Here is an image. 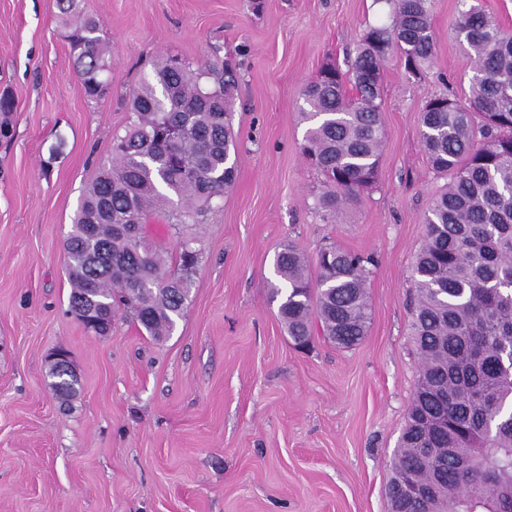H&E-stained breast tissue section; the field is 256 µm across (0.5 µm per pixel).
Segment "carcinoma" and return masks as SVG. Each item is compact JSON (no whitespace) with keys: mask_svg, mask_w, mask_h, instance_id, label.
Instances as JSON below:
<instances>
[{"mask_svg":"<svg viewBox=\"0 0 512 512\" xmlns=\"http://www.w3.org/2000/svg\"><path fill=\"white\" fill-rule=\"evenodd\" d=\"M58 9L82 16L67 40L84 95L97 100L108 67L99 22L83 0H58ZM453 32L474 74L468 103L444 94L422 115L429 164L449 181L432 199L414 265L419 374L392 458L389 512H512V31L471 5ZM433 49L427 0H394L392 25L369 29L357 48L355 95L334 66L304 87L303 154L324 177L326 214L377 183L385 57L398 53L415 74ZM233 84L207 64L163 56L132 90L134 118L113 137L111 163L81 195L66 239L69 307L79 321L99 305L114 315L121 307L160 341L183 317L197 253L184 243L171 271L141 226L153 208L168 210L174 226L194 224L232 184ZM371 264L335 245L313 259L281 248L274 291L295 344L309 345L316 328L338 348L362 342ZM416 487L428 493L412 500Z\"/></svg>","mask_w":512,"mask_h":512,"instance_id":"carcinoma-1","label":"carcinoma"}]
</instances>
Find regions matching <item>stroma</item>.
Masks as SVG:
<instances>
[{
	"mask_svg": "<svg viewBox=\"0 0 512 512\" xmlns=\"http://www.w3.org/2000/svg\"><path fill=\"white\" fill-rule=\"evenodd\" d=\"M110 46L90 101L56 0H0V93L18 108L0 136V512H388L392 453L418 376L414 263L446 177L421 142L427 101L470 95L452 32L459 0H429L435 50L419 73L382 67L378 181L336 217L302 154V90L327 65L352 85L363 34L391 0H85ZM175 55L233 72L234 185L202 223L149 217L146 237L200 253L183 318L153 340L132 320L109 335L69 312L65 239L79 198L130 121V91ZM293 242L374 256L362 343L300 349L278 317L274 257ZM67 350L80 389L57 399L45 358Z\"/></svg>",
	"mask_w": 512,
	"mask_h": 512,
	"instance_id": "1",
	"label": "stroma"
}]
</instances>
